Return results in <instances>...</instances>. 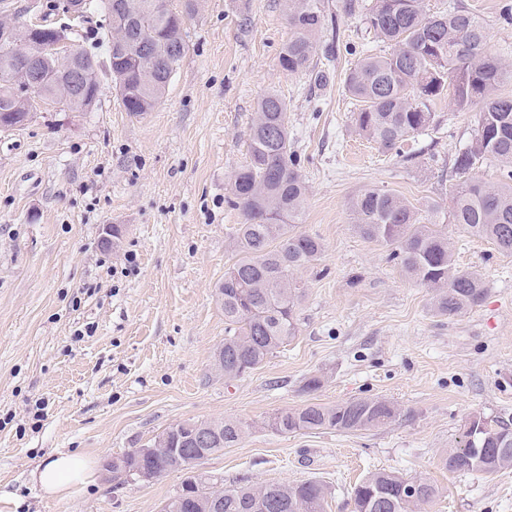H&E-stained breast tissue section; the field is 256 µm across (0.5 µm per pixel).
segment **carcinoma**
Returning a JSON list of instances; mask_svg holds the SVG:
<instances>
[{"mask_svg":"<svg viewBox=\"0 0 512 512\" xmlns=\"http://www.w3.org/2000/svg\"><path fill=\"white\" fill-rule=\"evenodd\" d=\"M135 4L133 28L151 44L176 45L175 66L161 67L148 76L138 63L104 43L107 66L126 111L140 115L154 108L186 56L181 14L155 9V0ZM290 35L278 56L287 75L311 72L320 84L327 73L315 70L316 56L332 49L321 44L325 28L323 0H286ZM366 30L387 45L382 53H366L345 73L344 88L356 102L354 132L385 152L399 151L409 137L435 123L431 103L452 92L455 106L478 108L470 143L452 164L456 183L448 218L473 236L492 241L512 254V95L499 92L508 71L487 52V31L479 17L457 3L448 12L429 15L423 0H372L364 14ZM249 161L230 183V204L243 211L245 222L232 228L235 261L224 272L217 301L224 311V379H236L260 366L297 332L296 308L305 288L296 273L317 261L323 244L319 237L299 230L306 183L300 157L288 137V106L275 92L257 103L248 145ZM489 161L499 167V180L488 183L473 175L475 164ZM353 228L363 239L390 249L389 258L409 279L432 291V311L455 317L481 305L487 288L476 272L455 266L448 237L437 229L440 209H419L387 189L369 188L350 201ZM398 408L380 397H358L336 406L308 403L281 409L269 426L281 434L334 430L357 433L384 426ZM211 430L205 446L212 456L238 445L253 429L243 419L222 418L191 422ZM484 430L467 446L461 441L448 451L450 471L493 475L512 465V428L483 423ZM157 452L139 461L135 451L122 456L153 481L184 468L172 452V428L157 435ZM419 490L409 500L408 486ZM437 488L427 480H409L393 472L376 471L356 484L351 512H413L431 502ZM329 489L310 479L297 484L233 482L209 489L201 475H185L181 490L170 501V512H207L203 503L219 499L217 512H326Z\"/></svg>","mask_w":512,"mask_h":512,"instance_id":"carcinoma-1","label":"carcinoma"}]
</instances>
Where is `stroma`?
Masks as SVG:
<instances>
[{
    "instance_id": "1",
    "label": "stroma",
    "mask_w": 512,
    "mask_h": 512,
    "mask_svg": "<svg viewBox=\"0 0 512 512\" xmlns=\"http://www.w3.org/2000/svg\"><path fill=\"white\" fill-rule=\"evenodd\" d=\"M344 2L325 0L339 45L317 61L326 84L278 69L284 0H198L191 11L169 0L188 52L150 112H126L105 80L91 111L42 104L25 126L0 131V512H160L182 473L120 484L109 463L173 424L213 418L253 424L199 465L228 484L317 479L331 489L327 512H350L354 485L386 470L436 486L422 512H512V468L484 477L445 466L472 416L512 425V254L440 223L457 268L488 288L481 306L440 317L387 247L356 234L349 210L366 188L447 207L475 113L442 95L434 127L397 155L356 135L344 76L381 45ZM460 2L483 20L488 52L512 65L503 0ZM270 91L288 104L308 186L299 227L323 252L298 273L295 338L227 380L213 368L224 342L216 286L242 221L227 196ZM108 224L120 231L113 248ZM312 375L322 387L303 392ZM375 396L398 408L391 424L353 434L268 425L280 409ZM57 451L94 459L96 482L50 501L31 472Z\"/></svg>"
}]
</instances>
